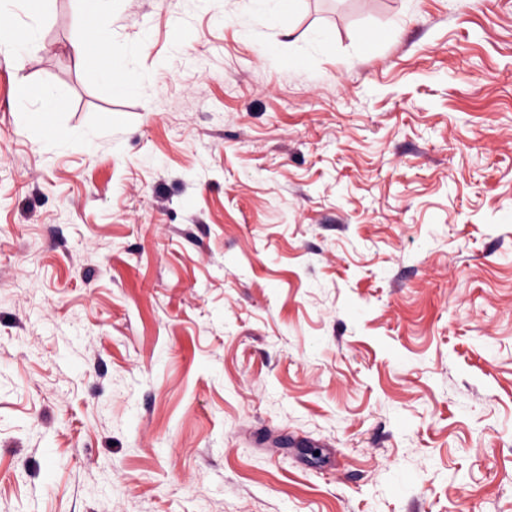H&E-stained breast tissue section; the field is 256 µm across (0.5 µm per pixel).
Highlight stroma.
Segmentation results:
<instances>
[{
  "label": "stroma",
  "instance_id": "obj_1",
  "mask_svg": "<svg viewBox=\"0 0 512 512\" xmlns=\"http://www.w3.org/2000/svg\"><path fill=\"white\" fill-rule=\"evenodd\" d=\"M0 20V512H512V0ZM36 42V30L33 27H27L23 30L21 38L11 35L1 24L0 51L1 52H19L28 48Z\"/></svg>",
  "mask_w": 512,
  "mask_h": 512
}]
</instances>
